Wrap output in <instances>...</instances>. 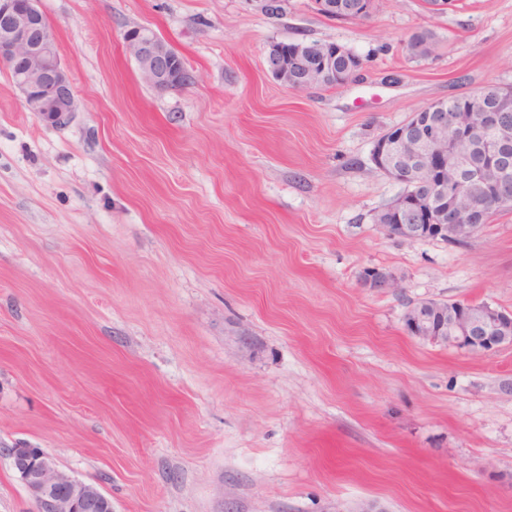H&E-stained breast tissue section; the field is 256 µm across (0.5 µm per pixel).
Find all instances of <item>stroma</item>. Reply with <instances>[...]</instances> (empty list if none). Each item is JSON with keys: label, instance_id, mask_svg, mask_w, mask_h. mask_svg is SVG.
Masks as SVG:
<instances>
[{"label": "stroma", "instance_id": "obj_1", "mask_svg": "<svg viewBox=\"0 0 512 512\" xmlns=\"http://www.w3.org/2000/svg\"><path fill=\"white\" fill-rule=\"evenodd\" d=\"M79 110L29 112L0 67V512H35L13 448L113 512H512V345L410 335L427 300L512 311V211L463 243L386 236L404 190L376 139L435 101L512 88V0H41ZM145 26L192 84L156 90ZM417 31L437 48L409 57ZM361 57L287 90L274 41ZM395 289L364 282L366 271ZM375 2V0H315L318 11L325 16L355 21L367 19L372 14V5ZM126 50L138 64L142 80L156 90L189 84L192 76L182 64L176 65L174 49L151 29L133 27L124 33Z\"/></svg>", "mask_w": 512, "mask_h": 512}]
</instances>
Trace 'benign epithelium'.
Listing matches in <instances>:
<instances>
[{"instance_id":"benign-epithelium-1","label":"benign epithelium","mask_w":512,"mask_h":512,"mask_svg":"<svg viewBox=\"0 0 512 512\" xmlns=\"http://www.w3.org/2000/svg\"><path fill=\"white\" fill-rule=\"evenodd\" d=\"M41 0H0V64L27 109L48 125L64 127L78 111L70 78L62 65L51 30L45 26ZM318 11L340 20L362 21L375 0H315ZM126 50L138 64L142 80L156 90L186 85L192 76L176 65L174 49L151 29L124 33ZM341 45L279 41L269 45L266 70L291 91L341 86L351 71H336ZM512 92L500 91L490 104L474 94L452 109L430 103L377 139V171L408 185L425 179L422 190L407 191L378 212L375 223L389 236L426 238L423 222L438 213L448 238L465 241L487 220L494 198L512 194ZM407 332L474 353L512 343V312L486 304L460 313L453 304L424 301L404 315ZM15 470L35 504V512H112V500L97 487L59 471L39 448H12Z\"/></svg>"}]
</instances>
